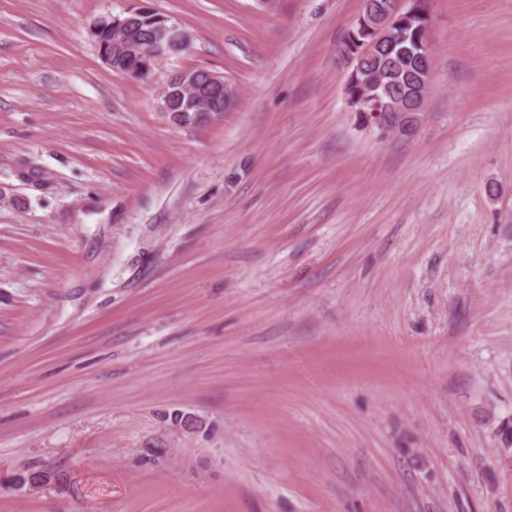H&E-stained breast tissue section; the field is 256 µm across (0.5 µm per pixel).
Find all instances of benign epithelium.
Masks as SVG:
<instances>
[{
	"instance_id": "benign-epithelium-1",
	"label": "benign epithelium",
	"mask_w": 512,
	"mask_h": 512,
	"mask_svg": "<svg viewBox=\"0 0 512 512\" xmlns=\"http://www.w3.org/2000/svg\"><path fill=\"white\" fill-rule=\"evenodd\" d=\"M430 0H391L379 13L365 7L358 17L351 39L337 48V55L346 59L352 68L351 77L362 70V60L375 54L385 42L395 38L393 29L407 16H419L426 20L423 39L401 49L403 55H413L423 62L424 78L412 105L404 106L398 99L391 102L389 84L384 77H377L367 94L355 93L346 97L348 108L360 115L366 126L377 130L380 136L396 134L411 138L419 130L426 113L427 102L433 84L432 25ZM151 13L145 6L131 7L121 14L100 18L90 29V36L99 50L100 58L112 71L129 77L149 81L162 62L178 56L192 44V34L163 15L153 18L156 26L147 40L137 38L135 27L139 17ZM235 90L224 77L212 71L186 69L173 71L163 82L159 96L160 109L176 117L175 101H187V106L198 115L211 118L219 115L231 103Z\"/></svg>"
}]
</instances>
